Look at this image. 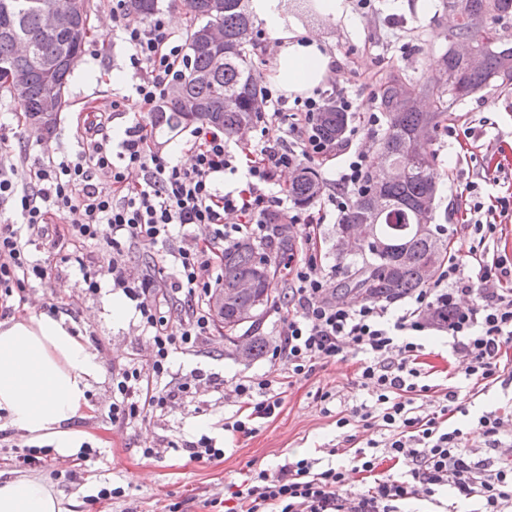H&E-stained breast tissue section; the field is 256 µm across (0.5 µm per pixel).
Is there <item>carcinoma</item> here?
Instances as JSON below:
<instances>
[{
    "instance_id": "cac0c4a2",
    "label": "carcinoma",
    "mask_w": 512,
    "mask_h": 512,
    "mask_svg": "<svg viewBox=\"0 0 512 512\" xmlns=\"http://www.w3.org/2000/svg\"><path fill=\"white\" fill-rule=\"evenodd\" d=\"M48 0H0V91L17 101L24 118L53 131L57 117L42 112L45 99L54 96L59 110L68 106L67 83L71 71L60 68L64 52H82L90 29L89 0H76L82 14V27L74 32H49L41 10ZM207 0H186L192 18L188 37L189 67L176 81L193 98L199 111L187 112L177 98L166 97L152 114L155 131L175 135L192 124L224 129L233 137L243 125L258 119L262 112L261 88L251 59L255 46L254 16L249 0H224V7L212 11ZM128 7L141 20L153 17L158 0H129ZM448 9L459 14V23L451 31L456 40H473L482 50L484 65L467 68L459 58L446 51L440 67L431 75L407 81L398 75L380 88L379 108L387 115L388 131L380 147L385 165L369 174V186L359 194L339 225L340 234L352 227L370 224L375 239L359 247L362 264L346 276L342 290L365 299L397 300L430 284L425 276L429 266L439 264L446 242L428 229L421 234L418 225L432 220L436 184L431 170L432 134L450 106L489 85L505 84L501 73L512 70V31L504 20L512 17V0H448ZM482 14L485 27L474 31L466 22L471 14ZM224 31V44L203 43L202 33L211 27ZM416 91L429 97V110L406 105L404 94ZM235 100V108L224 110V101ZM347 113L329 105L320 113L316 131L328 141L342 137L347 129ZM321 185L311 169L300 171L293 179L289 194L301 207L311 205ZM269 263L258 255L254 244L242 241L224 248L222 290L224 307L219 313L227 340H243L242 355L251 358L265 347L261 336L240 338L233 332L243 324L242 310L250 309L261 317L270 303ZM255 281V287L243 290V279Z\"/></svg>"
}]
</instances>
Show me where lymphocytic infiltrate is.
Segmentation results:
<instances>
[{
    "label": "lymphocytic infiltrate",
    "mask_w": 512,
    "mask_h": 512,
    "mask_svg": "<svg viewBox=\"0 0 512 512\" xmlns=\"http://www.w3.org/2000/svg\"><path fill=\"white\" fill-rule=\"evenodd\" d=\"M112 22L129 49L135 71L132 87L138 115L119 141L103 134L107 113H94L86 127V145L76 158L43 157L26 164L0 160V212L12 223L0 226V307L24 292L30 277H43L31 252L51 239L58 250L94 244L108 257L113 287L132 301L152 341L148 360L119 369L112 379L113 421L165 412L171 402L192 394L191 383L164 385L170 356L211 335L214 320L208 300L213 281L207 270L223 264L224 246L241 238L265 241L276 213L306 228L307 254L287 265L290 308L281 318L278 339L268 352L274 370L239 380L233 392L245 414L227 424L231 433L251 435L252 423L272 417L280 407L282 380L309 376L321 361L363 354L358 384L368 397L337 419L349 449L345 466H318L299 459L277 470H259L226 512H400L411 499L429 498L439 488L474 500L480 512H512V418L491 411L468 428H448L455 390L430 395L423 384L418 333L445 328L451 355L466 379L492 384L506 370L502 350L512 345V266L493 257L488 247L502 224L512 222V199L484 206L481 183L469 181L457 198L474 217L477 244L468 257L446 255L429 287L395 310L389 302L340 299L327 284L336 269L324 265L318 226L326 218L343 223L353 199L366 186L369 155L353 145L357 129L344 142H326L316 133V118L328 103L349 112L354 102L337 89L287 99L263 88L267 128L257 141L234 140L213 127L195 130L190 164H170L151 149L153 112L178 74L185 56L181 39L162 16L133 21L128 0H112ZM277 138H270V130ZM335 163L333 190L325 211L311 214L286 209L288 188L279 172L301 169L304 162ZM240 175L244 186L221 191L217 174ZM208 235L198 237L199 227ZM160 249L169 279L134 273L131 249ZM468 296L461 304L460 296ZM380 427L382 439L358 442L353 427ZM399 464L397 475L376 477L384 459ZM356 473L374 475L367 491L353 488Z\"/></svg>",
    "instance_id": "lymphocytic-infiltrate-1"
}]
</instances>
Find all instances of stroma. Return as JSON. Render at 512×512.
Returning <instances> with one entry per match:
<instances>
[{"instance_id":"obj_1","label":"stroma","mask_w":512,"mask_h":512,"mask_svg":"<svg viewBox=\"0 0 512 512\" xmlns=\"http://www.w3.org/2000/svg\"><path fill=\"white\" fill-rule=\"evenodd\" d=\"M91 29L84 53L69 78L68 105L60 112L53 133H46L23 118L17 102L0 93V155L34 161L47 155L75 156L83 147L84 113L110 110L115 96L127 93L134 81L128 50L119 32L102 37L110 28L109 0H90ZM352 23H328L320 16L298 21L302 31H319L336 51V77L332 84L346 90L358 110L351 122L360 126L357 140L371 160H378L384 131L363 129L365 113L376 111V86L392 71L418 79L434 70L448 48V32L455 18L444 8V0H378L375 13L353 12ZM432 145V170L437 194L434 224L448 228L446 241L452 251L467 255L473 243L463 225V214H452L459 185L479 181L484 168L500 167V182L483 185L484 205L512 194V84L488 86L454 103L444 116ZM462 129L461 137L448 134V124ZM83 263H58L26 287L23 315L55 310L66 316L98 355L105 373L95 384L90 401L93 410L75 419L76 428L89 433L95 453L85 462L74 463L48 455L41 465H25L19 455L25 440L10 429L0 430V479L38 476L53 484L66 512H222L225 499L247 483L255 471L273 469L300 458L318 459L320 465L346 456L331 457L328 450L342 439L336 426L341 411L367 399L357 385L360 357L320 362L312 374L291 379L281 388V406L268 419L258 421L251 436L231 435L224 425L237 417L239 408L231 384L244 376L272 370L268 356L239 358L224 339L223 328L189 351L171 357L174 382L195 381L196 374L214 376L213 384L197 383L192 397L176 400L165 414L147 413L127 424L108 417L112 403L111 375L131 361L145 360L150 352L147 335L138 317L120 325L104 306L106 296L123 299L107 276V261L92 246L82 249ZM96 271L101 285L89 293L83 269ZM425 384L433 391L456 387L462 412L450 415L448 427L466 426L485 412L512 413V378L501 377L487 389L474 388L458 372L445 332L431 329L420 338ZM209 437L222 448V458L190 459L186 444ZM153 455H146V448ZM122 488L118 498L103 499L102 488Z\"/></svg>"}]
</instances>
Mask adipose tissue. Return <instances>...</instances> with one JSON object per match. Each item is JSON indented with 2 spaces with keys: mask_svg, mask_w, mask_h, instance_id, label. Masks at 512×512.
<instances>
[{
  "mask_svg": "<svg viewBox=\"0 0 512 512\" xmlns=\"http://www.w3.org/2000/svg\"><path fill=\"white\" fill-rule=\"evenodd\" d=\"M276 43L270 79L288 97L305 94L336 74V55L319 33L286 29L280 0H250ZM97 355L65 317L39 313L0 321V424L30 444L67 457L84 439L73 422L89 409L101 381ZM0 512H64L54 488L36 477L0 480Z\"/></svg>",
  "mask_w": 512,
  "mask_h": 512,
  "instance_id": "adipose-tissue-1",
  "label": "adipose tissue"
}]
</instances>
